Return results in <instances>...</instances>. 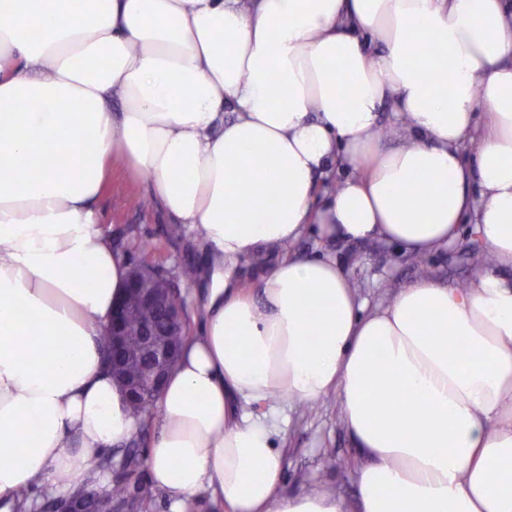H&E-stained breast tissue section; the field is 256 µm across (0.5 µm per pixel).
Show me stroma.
I'll list each match as a JSON object with an SVG mask.
<instances>
[{
	"mask_svg": "<svg viewBox=\"0 0 512 512\" xmlns=\"http://www.w3.org/2000/svg\"><path fill=\"white\" fill-rule=\"evenodd\" d=\"M142 193L141 183L129 178L120 165H113L97 203L98 222L114 246L127 253L139 239H152L158 246V259L186 297L188 316H195L203 295L202 284L180 279L179 271L183 265L199 264L202 254L192 245L190 232L170 236L174 220L160 207L146 211L131 207V197ZM473 223V218H466L456 241L425 259L390 243L344 244L312 233L301 236L291 251L298 255H335L359 297L373 308L387 304L401 288L419 279L425 267L430 268L434 279L448 287L469 284L487 262L486 253L471 231ZM280 418L287 449L283 492L297 495L324 484L348 502H355L358 491L352 469L358 450L340 420L336 398L326 397L311 407H284ZM329 455L336 458L332 470L324 466Z\"/></svg>",
	"mask_w": 512,
	"mask_h": 512,
	"instance_id": "stroma-1",
	"label": "stroma"
}]
</instances>
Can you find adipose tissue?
Segmentation results:
<instances>
[{
    "mask_svg": "<svg viewBox=\"0 0 512 512\" xmlns=\"http://www.w3.org/2000/svg\"><path fill=\"white\" fill-rule=\"evenodd\" d=\"M116 157L204 254L148 449L172 512H512V0H0V512L139 427L101 339ZM469 215L491 263L372 312L335 258L283 253L313 226L428 256ZM331 394L354 508L281 491L274 396Z\"/></svg>",
    "mask_w": 512,
    "mask_h": 512,
    "instance_id": "ef3b65f1",
    "label": "adipose tissue"
}]
</instances>
